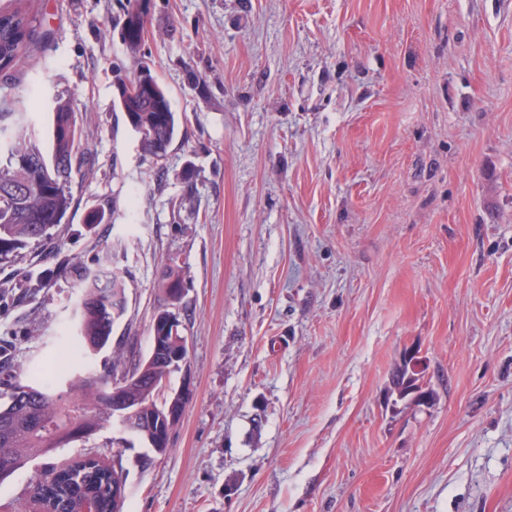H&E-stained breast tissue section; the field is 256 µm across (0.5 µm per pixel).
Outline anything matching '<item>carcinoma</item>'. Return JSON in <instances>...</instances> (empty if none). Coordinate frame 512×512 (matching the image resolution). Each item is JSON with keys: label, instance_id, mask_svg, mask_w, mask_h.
<instances>
[{"label": "carcinoma", "instance_id": "1", "mask_svg": "<svg viewBox=\"0 0 512 512\" xmlns=\"http://www.w3.org/2000/svg\"><path fill=\"white\" fill-rule=\"evenodd\" d=\"M152 0H128L121 23V38L136 55L144 43ZM47 37L31 0H11L0 9V72L24 65L38 37ZM115 104L137 135L142 154L154 164L167 155L179 134L182 117L172 109L168 92L143 62L132 85L116 86ZM44 106L43 89L30 88L25 96L0 93V266H18L25 261V248L43 242L49 231L64 223L75 207L73 188L90 175L93 156L83 134L78 113L71 102L57 95L48 112L46 128L39 129L37 111ZM108 256L98 258L94 270L83 268L77 283V318L73 352L79 360L95 355L112 342L114 325L127 309L125 276L107 267ZM184 287L183 267L172 260L164 264L159 288ZM152 336L161 351L146 363L134 355L114 351L112 370L91 372L78 380L82 396L68 397L55 391L53 381L40 373L20 379L11 367L0 368V388L27 386L39 393L33 405L12 400L0 405V480L24 467L33 458L87 438L112 422L110 392L117 378H131L128 387L133 405L155 444H168L164 408L159 406L156 377L163 369H178L177 347L171 342L173 324L168 311L154 315ZM391 390L407 400L412 393L426 397L418 373L407 364L398 365L390 378ZM112 469L96 459L78 458L57 469L56 477L43 471L28 486L30 504L44 512H79L87 500L98 512H113Z\"/></svg>", "mask_w": 512, "mask_h": 512}]
</instances>
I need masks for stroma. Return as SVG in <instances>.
I'll list each match as a JSON object with an SVG mask.
<instances>
[{
  "label": "stroma",
  "instance_id": "1",
  "mask_svg": "<svg viewBox=\"0 0 512 512\" xmlns=\"http://www.w3.org/2000/svg\"><path fill=\"white\" fill-rule=\"evenodd\" d=\"M33 8L15 92L69 99L93 170L26 250L44 288L0 303V361L75 380L72 264L106 247L113 340L147 354L176 257L190 347L164 453L111 423L51 461L116 462L124 512H512V0H154L143 59L183 117L159 168L114 105L139 61L119 0ZM410 349L435 396L394 408ZM166 286L170 287L167 288L168 294L171 296L169 298V306H175L181 301L183 296V292L175 288H185V285L183 267L174 260L164 264L161 272L159 288H161L162 293Z\"/></svg>",
  "mask_w": 512,
  "mask_h": 512
}]
</instances>
